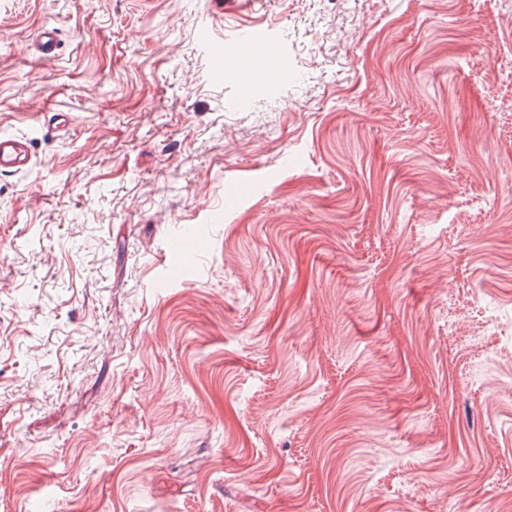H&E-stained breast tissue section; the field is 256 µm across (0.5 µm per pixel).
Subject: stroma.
<instances>
[{
    "mask_svg": "<svg viewBox=\"0 0 512 512\" xmlns=\"http://www.w3.org/2000/svg\"><path fill=\"white\" fill-rule=\"evenodd\" d=\"M0 134V512H512V0H0ZM60 44L59 29L48 24L38 31L29 46V50L40 61H49L56 57ZM33 164L28 138L20 135H0V173H19Z\"/></svg>",
    "mask_w": 512,
    "mask_h": 512,
    "instance_id": "1",
    "label": "stroma"
}]
</instances>
